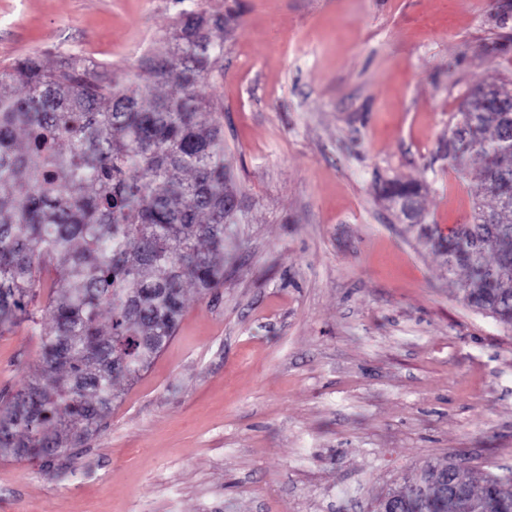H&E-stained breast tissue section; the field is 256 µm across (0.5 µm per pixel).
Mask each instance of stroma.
<instances>
[{"label":"stroma","mask_w":512,"mask_h":512,"mask_svg":"<svg viewBox=\"0 0 512 512\" xmlns=\"http://www.w3.org/2000/svg\"><path fill=\"white\" fill-rule=\"evenodd\" d=\"M232 14L200 90L240 221L224 283L99 429L49 459L0 453V512H374L430 463L512 470V326L467 306L379 183L425 224L467 222L480 164L452 115L512 81V0H0V67L72 55L151 82L181 11ZM0 328V397L37 374L48 288ZM383 195L392 202L405 200L417 210L420 189L412 181H390L381 188Z\"/></svg>","instance_id":"stroma-1"}]
</instances>
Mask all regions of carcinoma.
I'll return each mask as SVG.
<instances>
[{
  "label": "carcinoma",
  "mask_w": 512,
  "mask_h": 512,
  "mask_svg": "<svg viewBox=\"0 0 512 512\" xmlns=\"http://www.w3.org/2000/svg\"><path fill=\"white\" fill-rule=\"evenodd\" d=\"M225 21L179 13L174 50L145 62L156 82L175 79L170 95L72 56L53 68L37 56L0 68V325L25 313L45 267L57 272L39 374L0 402V448L49 458L82 444L111 410L115 381L137 378L174 336L186 282L202 292L223 284L224 225L239 216L223 129L198 88L224 57L209 28ZM468 122L474 131L449 142L448 157L482 159L494 206L477 201L448 235L421 226L418 236L448 257V272L468 271L466 305L512 325V218L484 223L501 207L493 182L512 177V144L503 113L476 103ZM381 191L418 204L412 181ZM457 485L512 500L511 478L489 474L477 488L452 464L448 490Z\"/></svg>",
  "instance_id": "1"
}]
</instances>
